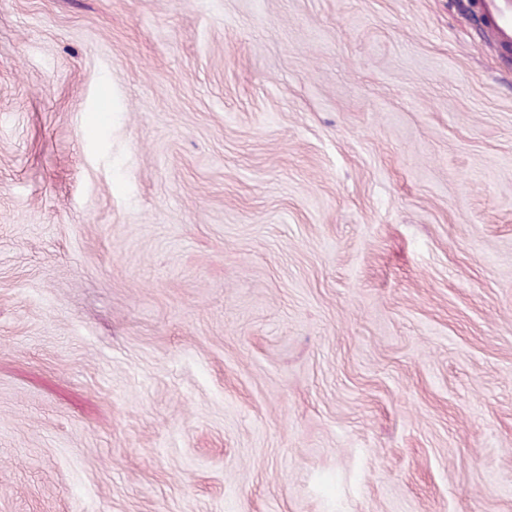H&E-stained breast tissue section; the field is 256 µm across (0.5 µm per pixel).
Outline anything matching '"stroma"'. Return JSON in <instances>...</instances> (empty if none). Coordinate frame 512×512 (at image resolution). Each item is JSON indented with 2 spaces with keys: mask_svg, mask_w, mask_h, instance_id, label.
<instances>
[{
  "mask_svg": "<svg viewBox=\"0 0 512 512\" xmlns=\"http://www.w3.org/2000/svg\"><path fill=\"white\" fill-rule=\"evenodd\" d=\"M465 5L0 0V512H512Z\"/></svg>",
  "mask_w": 512,
  "mask_h": 512,
  "instance_id": "35a3bbf8",
  "label": "stroma"
}]
</instances>
